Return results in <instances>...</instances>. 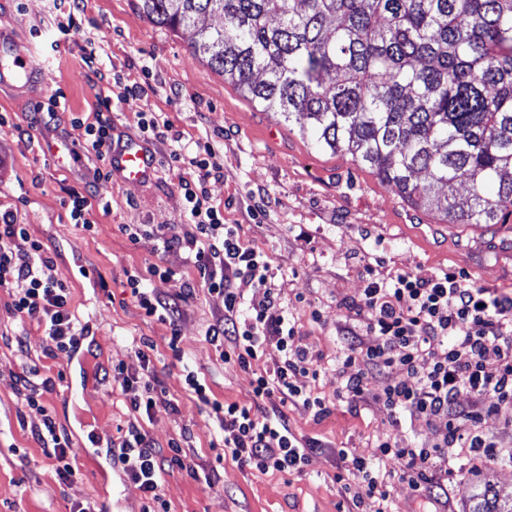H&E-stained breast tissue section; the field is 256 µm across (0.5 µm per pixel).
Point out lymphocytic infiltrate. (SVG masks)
<instances>
[{"label":"lymphocytic infiltrate","mask_w":512,"mask_h":512,"mask_svg":"<svg viewBox=\"0 0 512 512\" xmlns=\"http://www.w3.org/2000/svg\"><path fill=\"white\" fill-rule=\"evenodd\" d=\"M139 128L146 140L170 136L172 161L186 166L179 187L187 222L163 228L127 224L123 231L131 242L151 241L156 251L185 252L208 293L221 298L224 315L209 327L205 340L224 362L247 369L266 357L268 349L276 350L271 368L253 381L255 402L272 404V414L211 399L205 381L184 364L182 338L175 329L180 298L159 295L148 286L152 278L171 277V270L154 264L128 272L131 293L146 315L172 326L168 347L173 358L183 363L186 389L211 408L225 459L262 474L302 473L317 443L294 435L288 409L302 407L316 419L329 413L331 405L315 387L319 356L295 347L297 329L271 286L269 262L242 241L237 225L225 223L223 210L209 201L208 181L222 176L214 144L183 142L169 121L155 115L141 116ZM53 268L47 246L32 238L27 225L17 223L13 213L0 212V288L11 290L16 318L42 328L46 355L68 358L83 347L89 329L72 312L71 291ZM336 311L345 327L336 358L335 405L357 409L372 399L397 425L406 419L448 422V432L440 441L417 440L402 447L390 437L380 440L372 460L337 449V457L356 481L358 491L351 498L356 512H394L393 482L427 493L444 467L461 457L467 458L474 472L489 461L512 463V449L501 448L475 427L480 409L512 400V295L478 286L466 275L448 270L428 277L403 270L386 279L369 270L359 300L341 301ZM134 354L137 370L118 365L108 376L136 416L108 455L118 459L124 475L144 493L143 512H168L158 493L160 481L167 468H181L185 462L178 455H166L140 423L166 389L143 347L135 346ZM394 371L404 372V379L388 381ZM376 375L385 377L386 383L372 395L366 381ZM16 382L27 405L43 414L34 439L53 460L60 481H73L79 469L72 437L60 429L46 405L50 379L34 366ZM387 460L396 461V468L382 469Z\"/></svg>","instance_id":"obj_1"}]
</instances>
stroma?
Masks as SVG:
<instances>
[{"mask_svg":"<svg viewBox=\"0 0 512 512\" xmlns=\"http://www.w3.org/2000/svg\"><path fill=\"white\" fill-rule=\"evenodd\" d=\"M67 17L65 0H0V35L15 48L32 49L38 66L33 83L0 88V115L7 120L0 126V210L12 211L48 245L54 274L69 285L71 309L88 326L90 342L72 368L65 359L44 357L42 329L15 318L12 292L0 288V512H70L77 503L93 512H141L145 498L138 484L113 471L102 455L133 419L123 395L103 375L119 364L137 368L132 342L139 338L152 343L150 359L167 390L143 427L160 446L178 442L186 462L170 469L159 488L170 512H346L337 448L371 458L376 441L389 435L402 446L417 438L442 440L447 421L395 426L374 401L357 413L334 408L319 421L298 407L288 413L292 431L319 443L302 474H259L218 461L211 446L217 424L208 407L185 391L181 363L168 348L170 327L145 315L127 284L128 272L153 264L172 270L171 278L150 283L161 295L195 284L181 303L184 361L213 398L251 403L255 375L271 360L248 369L224 362L205 340L207 328L224 313L221 299L201 287L183 252H156L152 242L132 243L122 231L126 224L185 223L170 140H151L158 167L150 182L137 186L114 178L93 184L100 165L94 154L81 168L63 169L39 150L40 139L81 137L73 118L93 119L111 95L136 84L137 97L113 102L114 143L138 136L143 112L169 120L184 141H213L224 176L209 181L210 201L223 209L225 223L238 225L247 245L267 256L281 304L298 328L294 345L319 352L318 390L329 400L339 352L336 303L360 297L365 266L379 278L402 269L424 276L447 269L488 288L512 290V211L496 224H447L404 201L349 154L315 151L296 127L250 104L195 56L192 31L152 23L139 0H87L78 28L64 40L58 28ZM89 50L102 63L104 79L86 74L82 58ZM39 95L61 101L47 127L32 110ZM75 192H98L109 201L107 211L95 214L94 233L69 219L67 203ZM261 197L265 212L257 216L253 207ZM80 264L91 279L78 275ZM34 365L55 379L48 404L57 423L75 444L101 448L100 454L78 456L82 476L68 485L59 483L32 437L41 412L27 406L15 384L16 375ZM453 481L461 489L451 512H468V492L480 482L512 499V465L490 462L475 473L462 467Z\"/></svg>","mask_w":512,"mask_h":512,"instance_id":"1","label":"stroma"}]
</instances>
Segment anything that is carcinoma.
Segmentation results:
<instances>
[{
	"label": "carcinoma",
	"instance_id": "obj_1",
	"mask_svg": "<svg viewBox=\"0 0 512 512\" xmlns=\"http://www.w3.org/2000/svg\"><path fill=\"white\" fill-rule=\"evenodd\" d=\"M140 6L192 29L194 54L314 149L346 152L445 223L497 224L512 207V0ZM468 499L469 512H512L488 483Z\"/></svg>",
	"mask_w": 512,
	"mask_h": 512
}]
</instances>
